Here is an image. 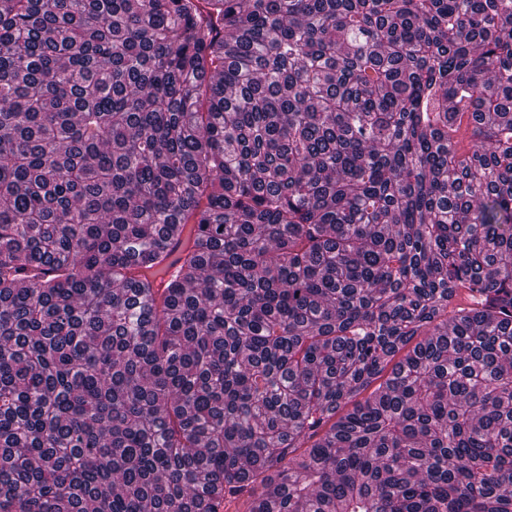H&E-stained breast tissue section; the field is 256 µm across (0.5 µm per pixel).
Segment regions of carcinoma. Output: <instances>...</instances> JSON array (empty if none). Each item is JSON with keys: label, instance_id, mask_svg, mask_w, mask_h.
Masks as SVG:
<instances>
[{"label": "carcinoma", "instance_id": "carcinoma-1", "mask_svg": "<svg viewBox=\"0 0 512 512\" xmlns=\"http://www.w3.org/2000/svg\"><path fill=\"white\" fill-rule=\"evenodd\" d=\"M244 495L512 512V0H0V512Z\"/></svg>", "mask_w": 512, "mask_h": 512}]
</instances>
